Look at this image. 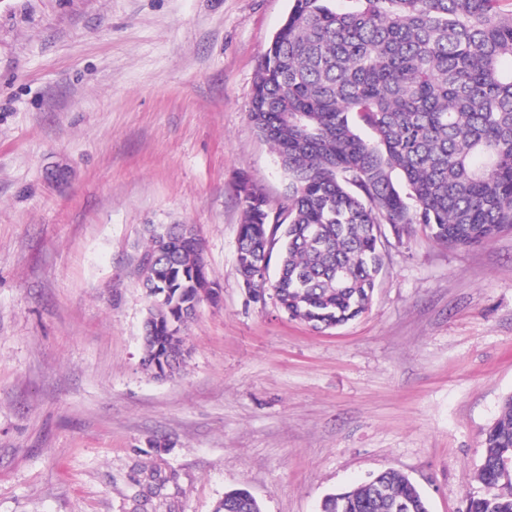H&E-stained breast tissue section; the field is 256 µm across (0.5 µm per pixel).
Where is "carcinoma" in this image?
Segmentation results:
<instances>
[{"mask_svg": "<svg viewBox=\"0 0 512 512\" xmlns=\"http://www.w3.org/2000/svg\"><path fill=\"white\" fill-rule=\"evenodd\" d=\"M292 0L261 60L249 118L288 175L277 211L242 186L237 266L276 262L288 315L344 325L369 306L382 270V226H418L470 247L512 231V9L502 0ZM192 226L151 227L143 287L144 365L181 368V324L208 285ZM465 512H512V394L484 433ZM215 512H261L242 489ZM321 512H429L404 475L383 470L327 495Z\"/></svg>", "mask_w": 512, "mask_h": 512, "instance_id": "obj_1", "label": "carcinoma"}]
</instances>
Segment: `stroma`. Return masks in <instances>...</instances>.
I'll return each instance as SVG.
<instances>
[{"label": "stroma", "instance_id": "stroma-1", "mask_svg": "<svg viewBox=\"0 0 512 512\" xmlns=\"http://www.w3.org/2000/svg\"><path fill=\"white\" fill-rule=\"evenodd\" d=\"M291 0H0V512H262L393 468L465 512L512 394V232L383 227L369 310L324 332L236 263L240 181L288 178L248 115ZM193 225L219 297L178 376L142 364L148 230ZM215 512H262L257 500L246 490L237 489L224 494Z\"/></svg>", "mask_w": 512, "mask_h": 512}]
</instances>
